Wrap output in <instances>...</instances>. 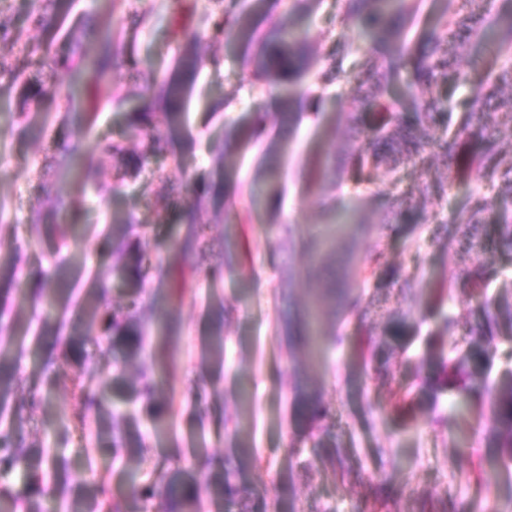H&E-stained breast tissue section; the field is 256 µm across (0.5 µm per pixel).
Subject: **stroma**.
Here are the masks:
<instances>
[{"instance_id":"35a3bbf8","label":"stroma","mask_w":512,"mask_h":512,"mask_svg":"<svg viewBox=\"0 0 512 512\" xmlns=\"http://www.w3.org/2000/svg\"><path fill=\"white\" fill-rule=\"evenodd\" d=\"M288 5L289 0H267L257 24L301 25L313 56L324 59L337 34L336 0H317L311 8L294 13ZM173 10V0H128L127 18L139 24L136 53L142 64L163 71L177 55L178 43L169 25ZM200 52L205 64L189 106L192 157L184 167L164 163L166 182L190 184L208 176L212 144L230 122L258 129L247 148H231L224 154L236 183L254 179L267 149L279 151L280 167L276 190L266 192V205L250 222L229 224L222 214L212 212L205 217L202 246L216 255L223 251L225 238H232L241 263L216 282L193 274L181 307L170 311L178 324L179 369L160 376L166 408L162 422H144L149 452L139 465L141 484L154 483L157 464L170 458L179 459L201 485L208 462L248 455L256 464L248 471L247 482L277 501V512H321L325 507L330 512H362L365 483L372 477L386 479L392 487L390 512H418L423 494H448L465 502L481 497L505 504L512 492L499 480L496 467L480 464L479 410H471L464 419L445 410L440 425L420 414L408 418L393 408L385 386L365 385L361 372L370 337L391 318L405 319V334L415 351L425 338L437 334L441 314L465 303L468 293L458 274L468 257L433 243L432 232L440 224L449 236H457L452 216L470 197L485 194V184L475 177L457 181L444 195L427 194L413 210L396 217L390 214V200L418 181L420 173L414 168L379 174L374 183L356 189L340 183L326 193L307 191L302 175L314 161L336 157L353 143L342 121L343 113L355 106L347 80L325 84L319 71H312L305 84L320 96L321 108L300 115L288 131L279 119V88L256 83L238 54L225 45L206 39ZM214 57L220 66L211 65ZM16 95L8 81L0 80V199L7 204L0 215V248L18 255L17 271L31 291L49 295L58 285L66 287L65 306L52 312L66 324L60 332L43 327V309L14 300L0 306V313L18 326V336L10 342L11 348L23 350L15 372L23 389H37L40 398L25 418L24 438L28 446L53 453L78 480V487L66 497L73 512H83L87 498L101 484L120 501L122 512H162L160 503L147 511L142 501L124 496L128 465L113 454L110 431L84 407L76 368H57L52 384L43 382L44 348L61 353L94 283L107 282L112 308H123L126 299L113 279L114 257L105 243L109 223L102 214L112 208L108 190L88 194L85 219L74 237L64 238V224L34 223L35 214L48 204L31 194L30 180L67 131L54 125L38 138L21 139L11 117ZM161 185L146 169L128 179L122 193L124 209L137 219L130 239L146 241L157 258L172 251L179 230L145 206ZM338 213L359 227L339 243L330 265L314 263L285 242L284 229L306 238L319 234ZM375 257L397 269L400 277L416 278L415 297H404L399 284H390L382 292V314L363 324L324 305L322 331L336 337V345L319 361L301 352L289 353L279 332L282 313L305 310L310 283L328 287L348 269H361ZM218 328L224 336V365L215 369L202 356ZM205 378L212 385L204 389L200 382ZM300 384L317 389L332 409V430L354 456L360 478L341 481L323 463L308 475L289 463L291 401ZM228 415L238 416L236 430H225Z\"/></svg>"}]
</instances>
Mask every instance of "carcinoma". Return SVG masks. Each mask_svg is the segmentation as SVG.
Instances as JSON below:
<instances>
[{"label": "carcinoma", "mask_w": 512, "mask_h": 512, "mask_svg": "<svg viewBox=\"0 0 512 512\" xmlns=\"http://www.w3.org/2000/svg\"><path fill=\"white\" fill-rule=\"evenodd\" d=\"M112 15L121 25L114 33L102 35L86 28V20L67 26L73 0H29L27 26L17 27L0 18V79H8L18 91L16 125L19 136L26 138L54 123L72 132L73 138L60 145L52 156V175H37L31 180V190L39 198L52 203L54 212L70 224L84 222L81 192L103 184L105 162L111 161L112 196L121 195L120 186L130 175L139 174L152 160L168 159L181 167L185 154L176 153L173 143L181 142L192 149L187 130V109L196 90V80L204 62L198 53L200 39L230 40L239 50L244 66L254 79L269 86L288 85L293 91L282 96L281 111L291 118L315 104V96L302 88L313 63L307 37L285 24L265 30L254 21V11L261 0L242 2L228 17L215 22L209 34L189 23H179L180 15L192 17L196 4L191 0H176L174 34L180 43L179 54L171 72L160 76L152 69L139 68L135 48L139 31L126 24L117 0H106ZM404 0H336V25L340 32L327 58L323 78L327 82L348 78L353 100L359 106L343 113L346 123L363 137L364 145L353 148L343 163L336 165L334 177L327 183L313 184L327 188L340 180L356 185L369 182L373 172L383 168L395 172L412 167L429 172L434 158L448 159V180L414 184L391 203V214L397 216L412 208L422 195L442 194L453 184L462 161L464 148L471 146L469 164L485 182L488 194L469 199L452 219L461 226V247L471 257V265L463 271L471 292L496 277L497 254H512V146L505 143V133L512 132V22L507 24L508 37L488 47L486 73L475 79L461 68L459 49L469 42L481 41L486 27L503 23L512 17L509 9L497 7V0H446L431 29L409 36L405 18L411 9ZM359 28L371 32L376 41L394 48L390 58L370 50L353 63L352 72L344 69L349 45L344 33ZM86 35L94 38L93 54L81 47ZM410 75L408 87L413 89L417 104L409 112L399 101L389 96V89L400 77V70ZM49 71L71 77L85 76L103 106H116L128 112L130 126L136 128L142 141L137 152L127 150L121 140L107 138L100 146L101 158L89 159L76 167L84 153V133L90 116L77 101L74 93L48 84L33 71ZM122 72L135 75L136 88L123 89L113 84V77ZM466 82L472 92L464 107L455 112L445 106V83ZM431 129L441 130L437 137H428ZM249 129L235 122L225 125L224 140L213 150L214 179L201 189L188 192L187 187H171L149 199L148 207L160 217L171 216L183 226L171 254L156 259L145 242L132 245L127 236L129 225L136 223L131 214L112 208L111 236L118 263L115 272L130 293L124 309L109 311L102 305L103 286H95L85 304L84 327L71 336V354L82 352V336L98 331L108 337L107 352L117 362L131 361L142 356V325L153 318L158 307L140 300L148 273L157 269L170 279L168 302L182 296L183 282L179 273L186 268L212 275L232 271L239 263L237 245L226 242L222 266L209 263V256L199 245L201 224L209 210H225L228 222L241 221L251 210L236 208V202L224 200V186L232 183V171L224 168V148L249 145ZM496 220L494 239L480 232L489 215ZM305 247L321 258L334 251L335 231H326ZM379 283L390 277L387 269L377 263L358 273V279L344 280L333 288L310 289L309 307L305 322L285 319L282 333L288 346L311 353L319 349L315 310L330 301L346 313L363 320L361 298L351 294L354 288L364 287V278ZM0 281L5 288L4 298L14 294L28 298L17 274L12 253L0 255ZM442 329L429 337L417 355L415 376L408 386L411 406H423L438 422L442 403L447 399L460 401L484 412L485 421L478 436L485 454L494 459L503 481L512 484V370L492 376L494 355L499 341L512 340V293L498 300L481 301L477 307L441 317ZM405 322L395 321L380 338L364 363V379L392 386L394 378L390 359L394 352L405 350ZM11 358L0 352V476L22 472L29 483L20 489L5 487L0 499L7 500L15 512H49V505L59 491L72 490L65 468L54 470L52 481L42 478L44 451L35 454L23 445L22 419L25 412L36 407L40 400L36 390L17 393ZM169 371L174 360L166 359L157 365L141 363L139 382L124 390L127 402L133 404L130 413L114 412L104 398L89 394L84 387L79 392L104 427L112 430V447L127 460L144 456L146 448L140 434L141 407L157 401L159 386L155 369ZM330 419V409L304 387L296 389L293 399V429L287 453L304 472L312 471L311 459L326 456L340 479L348 478L354 470V459L324 429ZM249 466L245 458L224 461V466L211 470L202 488L187 491L189 475L175 462L163 464L159 483L148 487L130 476L127 494L150 501L162 497L163 512H197L200 496L222 503L225 512H270L276 504L253 490L243 480ZM390 496V488L382 479L368 482L367 504L370 512H379ZM87 512H121L111 501L105 486L87 505ZM420 512H488L476 502L448 504V498L422 499Z\"/></svg>", "instance_id": "obj_1"}]
</instances>
